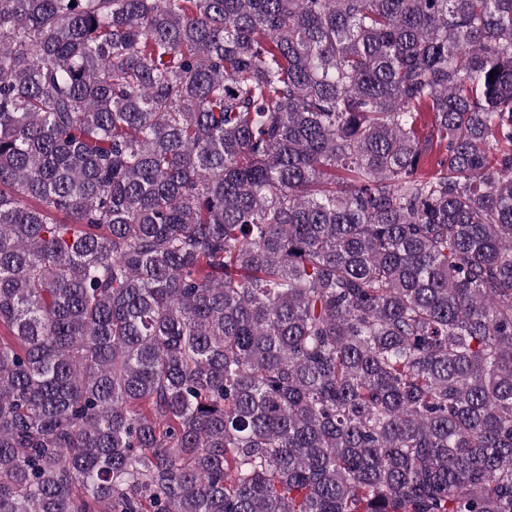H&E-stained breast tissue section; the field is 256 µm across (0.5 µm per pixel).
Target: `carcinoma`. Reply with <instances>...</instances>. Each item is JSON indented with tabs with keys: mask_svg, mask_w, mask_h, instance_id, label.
I'll use <instances>...</instances> for the list:
<instances>
[{
	"mask_svg": "<svg viewBox=\"0 0 512 512\" xmlns=\"http://www.w3.org/2000/svg\"><path fill=\"white\" fill-rule=\"evenodd\" d=\"M0 512H512V0H0Z\"/></svg>",
	"mask_w": 512,
	"mask_h": 512,
	"instance_id": "1",
	"label": "carcinoma"
}]
</instances>
